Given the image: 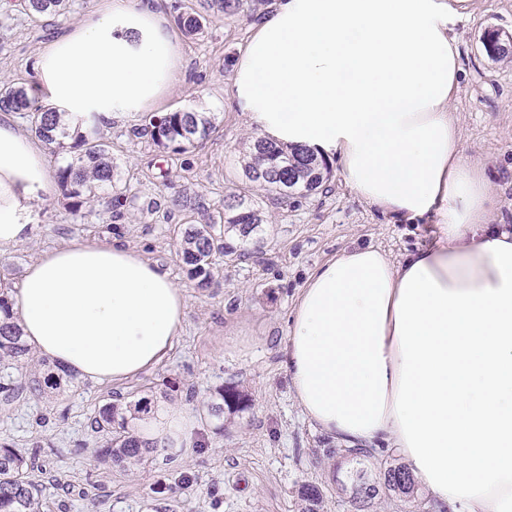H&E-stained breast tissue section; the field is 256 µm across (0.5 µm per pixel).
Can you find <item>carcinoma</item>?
<instances>
[{"label": "carcinoma", "instance_id": "1", "mask_svg": "<svg viewBox=\"0 0 512 512\" xmlns=\"http://www.w3.org/2000/svg\"><path fill=\"white\" fill-rule=\"evenodd\" d=\"M208 10L224 14L238 11L243 0H206ZM19 7L32 19L45 15L63 16L70 11V0H19ZM207 18L194 8L177 16L180 28L189 36L203 31ZM486 51L496 59L512 53V45L500 42L499 34L491 33ZM14 112L28 117L29 131L53 153L67 150L66 141H72L76 154L59 167L57 179L68 208L73 213L90 206L100 192H108L115 185L118 165L111 148L100 136L98 125L91 131H81L72 124L66 113L46 109L32 95V89L23 83L0 84V112ZM213 127L212 117L195 110H176L150 119L137 134L150 137L152 143L175 154H184L208 137ZM241 168L245 177L262 187L273 204L288 201L295 195L306 196L326 184L330 163L314 153L302 149L281 148L260 137H253L243 152ZM178 205L188 214L185 227L179 231L176 254L187 267L189 279L199 288L209 287L214 278L213 256L217 251L231 252L226 238L236 235L249 237L264 223L261 209L241 195L224 196L220 205H212L203 193L180 194ZM9 291L0 286V403L8 406L24 393L41 395L61 388L69 373L44 358L37 359L22 338L18 324L10 311ZM39 369L21 381L12 375L14 369L29 365ZM220 402L207 405L211 416L235 414L251 405L249 395L231 383L217 390ZM151 410V399L135 402L108 398L89 415L91 431L104 439L95 451L98 458L112 464L123 473H135L156 451L154 442L134 431V421ZM341 455L349 468L342 476L332 475L336 488L350 495L357 512H371L375 498L384 493L398 496L407 503H417L432 512L436 505L422 500L418 484L407 467L391 463L375 470L366 466L373 454L366 448H328L327 456ZM36 458L28 456L13 444L0 439V512H47L44 491L53 479L39 475ZM299 512H323L324 498L320 488L303 483L297 490Z\"/></svg>", "mask_w": 512, "mask_h": 512}]
</instances>
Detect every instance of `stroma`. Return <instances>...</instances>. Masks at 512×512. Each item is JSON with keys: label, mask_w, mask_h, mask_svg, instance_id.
Here are the masks:
<instances>
[{"label": "stroma", "mask_w": 512, "mask_h": 512, "mask_svg": "<svg viewBox=\"0 0 512 512\" xmlns=\"http://www.w3.org/2000/svg\"><path fill=\"white\" fill-rule=\"evenodd\" d=\"M273 2L246 0L239 13L211 16L202 36H180V73L170 94L149 113L107 129L119 176L131 186L119 213L105 195L93 209L74 213L56 192L41 205L29 240L0 252V279L15 288L45 251L80 239H113L168 270L186 295L183 330L153 368L113 384L78 379L51 400L29 394L0 405V438L36 452L43 468L63 480L49 491V512H145L159 481L182 475L188 484L166 498L174 512H298L297 489L305 482L322 487L324 512H356L348 495L337 493L333 462L322 454L333 440L305 418L291 391L283 357L287 325L317 265L356 242L399 257L429 244L433 226L391 223L355 195L336 165L324 191L282 205L271 204L243 176L239 157L252 130L231 103L229 81L254 22ZM111 3L73 0L68 14L36 26L0 0V80L32 81L51 40ZM493 28L512 35V0H472L455 27L462 73L451 109L463 156L491 176V223L512 225V58L487 55L484 37ZM177 109L210 113L213 129L202 146L173 154L134 136L147 115ZM185 188L204 191L215 205L226 194L244 195L265 216L252 241L233 240V253L216 256L215 278L205 289L194 286L175 254L183 215L174 199ZM242 249L249 257H239ZM170 378L196 391L187 407L203 417L197 448L186 455L154 453L131 476L95 458L88 427L94 406L113 393L129 401L147 387L162 391ZM231 382L248 391L250 407L221 420L204 417L217 388Z\"/></svg>", "instance_id": "1"}]
</instances>
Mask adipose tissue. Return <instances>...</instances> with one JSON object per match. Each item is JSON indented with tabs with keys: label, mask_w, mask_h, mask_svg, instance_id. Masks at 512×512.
<instances>
[{
	"label": "adipose tissue",
	"mask_w": 512,
	"mask_h": 512,
	"mask_svg": "<svg viewBox=\"0 0 512 512\" xmlns=\"http://www.w3.org/2000/svg\"><path fill=\"white\" fill-rule=\"evenodd\" d=\"M468 4L276 0L229 93L259 136L337 161L368 206L437 227L401 258L355 243L309 273L284 347L304 415L347 447L387 443L453 512H512V229L489 223L490 179L451 110ZM34 69L40 103L109 121L167 95L178 36L156 0H113ZM53 191L43 145L0 116V250L32 236ZM10 299L39 356L95 383L159 363L186 317L169 273L117 241L46 252ZM137 431L171 453L195 445L179 404Z\"/></svg>",
	"instance_id": "1"
}]
</instances>
